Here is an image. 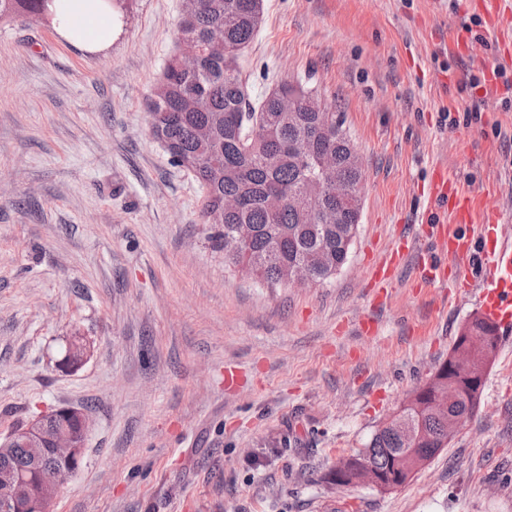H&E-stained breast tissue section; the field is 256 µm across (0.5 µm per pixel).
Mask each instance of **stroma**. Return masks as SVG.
Wrapping results in <instances>:
<instances>
[{"label":"stroma","instance_id":"obj_1","mask_svg":"<svg viewBox=\"0 0 512 512\" xmlns=\"http://www.w3.org/2000/svg\"><path fill=\"white\" fill-rule=\"evenodd\" d=\"M130 3L96 54L44 21L0 22V437L64 407L91 422L54 512H512V335L479 409L406 484L329 477L480 311L470 291L420 280L435 166L494 185L512 246V148L496 135L512 109L444 51L475 18V53L497 54L480 0H264L237 59L250 98L313 88L363 172L347 264L323 285L273 288L225 266L200 184L150 132L182 0ZM403 236L416 246L378 298L372 272ZM72 336L89 356L66 370ZM230 367L249 378L234 392Z\"/></svg>","mask_w":512,"mask_h":512}]
</instances>
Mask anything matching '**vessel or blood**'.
<instances>
[{"mask_svg": "<svg viewBox=\"0 0 512 512\" xmlns=\"http://www.w3.org/2000/svg\"><path fill=\"white\" fill-rule=\"evenodd\" d=\"M429 195L441 204L448 221L433 228L436 251L427 255L420 268L422 282L429 286L447 285L450 267L466 273L474 258H482L486 274L480 307L498 327H512V251L501 242L498 214L487 204L489 192L457 187L439 169L434 173Z\"/></svg>", "mask_w": 512, "mask_h": 512, "instance_id": "obj_1", "label": "vessel or blood"}]
</instances>
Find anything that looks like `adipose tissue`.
<instances>
[{
	"label": "adipose tissue",
	"instance_id": "ef3b65f1",
	"mask_svg": "<svg viewBox=\"0 0 512 512\" xmlns=\"http://www.w3.org/2000/svg\"><path fill=\"white\" fill-rule=\"evenodd\" d=\"M47 15L66 42L88 53L110 47L120 28L104 0H50Z\"/></svg>",
	"mask_w": 512,
	"mask_h": 512
}]
</instances>
